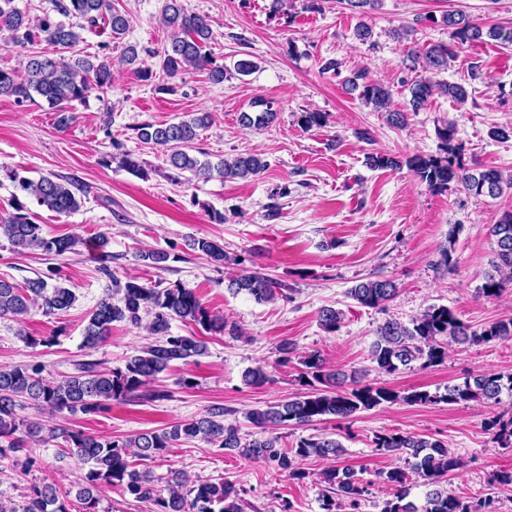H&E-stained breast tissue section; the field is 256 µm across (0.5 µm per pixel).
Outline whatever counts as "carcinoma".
<instances>
[{"label": "carcinoma", "instance_id": "obj_1", "mask_svg": "<svg viewBox=\"0 0 512 512\" xmlns=\"http://www.w3.org/2000/svg\"><path fill=\"white\" fill-rule=\"evenodd\" d=\"M57 16L75 17L80 24H67L45 13L30 18L15 7L14 0H0V32L8 33L9 43L25 47L39 41L47 50L30 54L24 66L25 78L12 71L0 69V96L15 98L17 103L33 102L40 98L55 112L57 129L66 131L74 121L72 103L85 100L96 89L112 86L110 57L81 55L74 48L83 41L82 32L110 29L111 37L121 39L130 27L127 14L112 7L111 0H56ZM452 33V41L433 44L411 53L412 62L426 72L409 85V107L413 112L428 105L436 95L453 99L458 104L467 101L469 93L464 85L438 79L448 69V61L456 56V48L480 40L488 35L496 40L512 43V32L497 26L485 28L475 24L460 12H448L437 20ZM162 25L167 31V43L160 56V68L168 78L182 69L192 67L206 72L213 84H221L226 77L224 66L215 64L207 50L213 40V30L205 16L185 12L181 0H166L162 10ZM123 61L135 66L134 72L144 82H152L157 73L144 64L134 45L125 47ZM351 91H359V99L367 106L385 111L388 124L402 128L407 124V113L390 109L391 89L379 81L367 79V73L358 71L344 81ZM260 112H243L240 123L247 128H264L277 118L270 103H263ZM211 116L198 112L188 120L177 123L144 124L137 128V137L144 143L161 149L170 169L188 173L196 180L212 178L247 179L268 168L260 154L222 158L213 163L194 154L199 131L209 127ZM455 123L446 122L438 129L444 155H420L402 158L391 154L372 153L366 164L372 169H399L406 165L419 179L433 189L455 184L474 196L497 197L512 189V175L504 176L496 168L473 169L458 160L454 136ZM16 193L13 212L0 216V238L6 239L18 252L40 250L62 256L74 250L76 242L68 236L47 237L41 225L30 221L21 198L31 199L51 211L67 214L79 210L83 201L72 190L73 183L62 182L55 176L37 180L17 171L8 173ZM490 235L496 238L497 261L494 273L488 275L481 291L486 298L500 296L506 284L512 283V211L504 213L491 226ZM455 232L448 234L439 246L438 267L449 271L454 265ZM189 250L215 264L224 263V248L207 238H192L186 242ZM102 272L112 280L115 289H107L91 312L82 332V348L94 350L109 335L112 323L126 322L143 328L153 337L152 343L126 357L122 366L103 370L100 362L87 360L77 367V373L63 380H49L41 364L0 366V464L22 465L30 471L37 458L27 448L30 439L39 438L45 430L39 422L22 417L18 410L32 405L51 413H81L91 415L103 412L109 402L141 396L151 401L162 400L160 390L145 393L143 388L158 380L159 375L175 362H188L207 351L206 341L200 336H175L172 322L178 320L200 327L211 336L229 331L223 317L211 312L195 290L181 283L165 288L148 287L135 278L121 281L108 266ZM228 288L245 291L258 302L288 299L283 288L274 279L259 271H243L229 279ZM398 287L394 280L368 277L346 291L347 297L368 308H383L394 299ZM76 301L73 291L64 286L59 271L28 279L17 284L13 278L0 277V318L19 324L33 311L55 315L70 309ZM151 319L143 322L142 314ZM343 312L326 307L318 311L321 328L331 333L339 329ZM512 339V318L490 323L480 331L472 330L445 305L427 306L410 323L391 320L377 329L370 347V359L377 368L393 374L413 363L429 368L443 363L448 357V345H473ZM298 382L307 391L264 409H252L244 418L260 433L245 439L237 422L225 419L224 408L215 406L206 414L175 424L160 431H146L126 438L95 436L81 429L65 428L49 431V439H63L70 454L83 465L84 482L77 496L83 501L82 512H97L96 493L101 487L119 486L138 502L154 506L153 512H243L241 490L229 481L218 483L198 480L187 484L176 472L165 488L158 487L149 469L137 470L133 459L152 461L161 458L169 448L182 439L203 440L220 451H235L250 460L261 461L281 475L292 480H304L308 472L300 463L317 457L340 461L345 455L343 444L332 438H301L291 449L280 448V437L272 433L278 426L307 425L326 416L348 418L360 411L370 410L384 403L404 402L419 405L434 404H498L503 393L512 395V375L482 373L449 386L443 392L427 390L399 393L385 386L366 384L358 373L346 375L327 368L317 352H311L299 362ZM265 366L257 365L243 373L249 386L268 382ZM495 442L503 448L512 447V417H495L488 422ZM375 451L395 455L403 465L381 470L376 481H368L355 471L338 465L322 472L327 485L322 495L324 512H359L361 502L370 494V487L378 483L390 490L381 512H496L494 498L487 496L477 501L464 500L448 492L447 477L462 467L460 457L451 453L439 440H431L408 432L388 431L374 435ZM423 479L426 487L424 503L420 506L407 500L410 476ZM22 512H71L60 490L54 483L33 485L25 497Z\"/></svg>", "mask_w": 512, "mask_h": 512}]
</instances>
